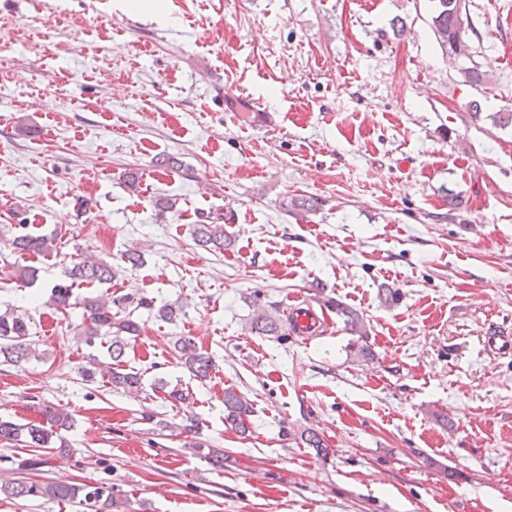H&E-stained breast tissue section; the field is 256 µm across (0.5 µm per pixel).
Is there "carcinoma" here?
Masks as SVG:
<instances>
[{"label":"carcinoma","mask_w":512,"mask_h":512,"mask_svg":"<svg viewBox=\"0 0 512 512\" xmlns=\"http://www.w3.org/2000/svg\"><path fill=\"white\" fill-rule=\"evenodd\" d=\"M431 28L437 42L448 50V56L453 61L460 59V37L474 31L467 10H457V0H437L434 14L431 16ZM192 235L194 243L206 251L221 252L231 248L234 243L224 225L215 217L194 225ZM56 239L55 234L20 233L15 236L14 242L16 249L22 254L49 255L53 251ZM144 263V254L135 249H127L120 253L116 263L106 259L75 262L64 272L62 278L50 286L46 305L65 310L70 306L76 285L109 284L116 277L117 269H135ZM326 305L336 310V315L343 318L348 330L357 337L352 346L354 356L359 359L373 358L368 345L369 334L364 317L338 301L329 299ZM139 309H155L158 317L172 322L178 317L181 306L174 302L157 308L154 301L144 295L126 294L114 297L108 292L83 300L81 334L85 336L90 347L98 343L107 345V353L114 364L109 374V383L115 393L138 394L143 391L142 373L122 367L127 347L139 336L141 330L139 322L133 318V313ZM250 330L259 336H286L285 331L281 330L280 315L267 309H258L254 312ZM174 348L179 363L193 379L204 382L211 378L214 369L213 359L198 347L194 337H178ZM35 357L37 352L28 341V323L24 317L10 310L0 311V358L13 365H22ZM152 389L163 394L166 400L185 399L182 390L170 386L161 377L154 379ZM43 415L46 422H30L24 425L0 418V443L10 445L21 442L25 448L48 449L50 454L60 461L70 460L73 449L63 435V431L71 426L70 415L51 407L44 408ZM252 415L251 401L242 392L230 387L224 389V421L232 430L242 435L249 432L248 422ZM14 464L17 471H38L40 467L49 464V459L40 454L18 458ZM0 495L13 500H54L77 508V512H104L114 504V488L106 482L77 486L16 478L0 482Z\"/></svg>","instance_id":"obj_1"}]
</instances>
